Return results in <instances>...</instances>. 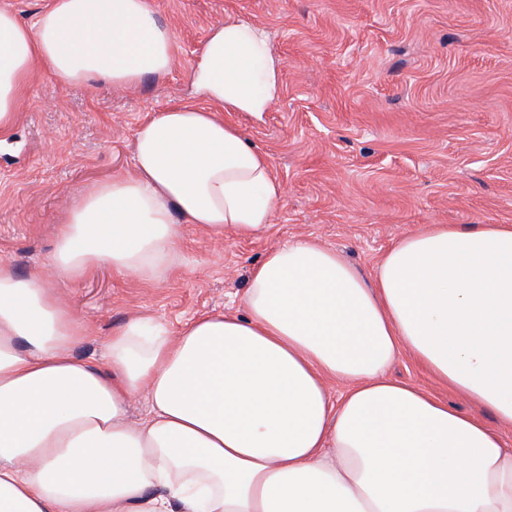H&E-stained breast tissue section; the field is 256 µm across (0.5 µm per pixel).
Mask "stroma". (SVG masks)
<instances>
[{"mask_svg": "<svg viewBox=\"0 0 512 512\" xmlns=\"http://www.w3.org/2000/svg\"><path fill=\"white\" fill-rule=\"evenodd\" d=\"M176 40L170 72L130 88L68 84L34 71L12 137L0 143V261L44 264L69 202L132 170L135 132L199 97L189 74L211 29H263L280 93L255 117L228 112L283 188L266 234L183 227L178 262L143 283L98 267L57 283L88 327L81 359L106 360L113 332L147 315L178 331L194 316L242 312L251 268L311 240L365 278L404 234L432 224L512 225V0H149ZM389 375L476 412L401 352Z\"/></svg>", "mask_w": 512, "mask_h": 512, "instance_id": "stroma-1", "label": "stroma"}]
</instances>
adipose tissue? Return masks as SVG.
<instances>
[{
  "label": "adipose tissue",
  "mask_w": 512,
  "mask_h": 512,
  "mask_svg": "<svg viewBox=\"0 0 512 512\" xmlns=\"http://www.w3.org/2000/svg\"><path fill=\"white\" fill-rule=\"evenodd\" d=\"M174 37L148 0H51L33 24L0 8V132L34 68L134 86L167 74ZM279 62L262 30L215 26L192 103L142 122L133 172L74 198L41 269L0 263V512H512V448L388 368L409 350L439 382L512 423V225L434 224L365 279L296 240L250 272L243 313L170 334L131 318L106 364L52 284L107 265L155 280L182 223L269 229L282 187L220 110L267 111ZM345 390L333 394L330 382ZM144 397L146 417L128 421Z\"/></svg>",
  "instance_id": "obj_1"
}]
</instances>
